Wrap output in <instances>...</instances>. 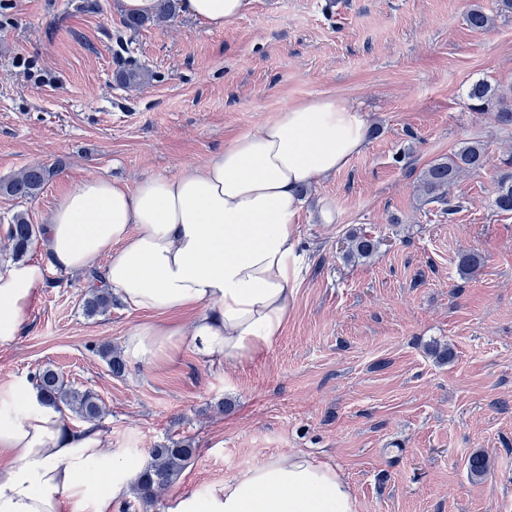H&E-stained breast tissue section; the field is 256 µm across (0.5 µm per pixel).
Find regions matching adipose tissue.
Masks as SVG:
<instances>
[{
  "mask_svg": "<svg viewBox=\"0 0 512 512\" xmlns=\"http://www.w3.org/2000/svg\"><path fill=\"white\" fill-rule=\"evenodd\" d=\"M213 30L246 14L252 0H183ZM365 112L333 97L282 108L203 164L135 186L98 176L67 192L46 224L53 267L83 272L104 259L113 297L151 321L129 328L131 364L152 367L190 343L203 360L228 367L265 353L281 336L299 281L295 234L301 186L335 174L359 154ZM45 269L18 262L0 271V346L21 335ZM196 310L190 326L173 313ZM0 414V449L12 465L0 477V512H113L132 492L137 467L107 446L99 425L70 428L19 380ZM166 512H358L348 481L303 452L270 457L212 484L204 495H175Z\"/></svg>",
  "mask_w": 512,
  "mask_h": 512,
  "instance_id": "obj_1",
  "label": "adipose tissue"
}]
</instances>
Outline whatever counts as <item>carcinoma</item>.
Instances as JSON below:
<instances>
[{"instance_id": "cac0c4a2", "label": "carcinoma", "mask_w": 512, "mask_h": 512, "mask_svg": "<svg viewBox=\"0 0 512 512\" xmlns=\"http://www.w3.org/2000/svg\"><path fill=\"white\" fill-rule=\"evenodd\" d=\"M466 22L473 30H483L493 23V17L485 13L479 5H473L466 14ZM467 105L473 112H490L499 125L512 126V93L478 80L469 85L466 93ZM488 163V154L484 145L476 140L465 141L461 146L443 159L436 160L422 172L420 184L426 202L445 206L443 213L451 211L448 199L449 188L464 174L483 169ZM504 168L498 171L494 180L492 203L494 208L504 214L512 213V156L503 160ZM54 174V169L42 165L30 166L16 176L0 180V193L20 201L37 197L44 185ZM39 230L30 223L28 213L20 211L12 216L8 227V240L15 259L23 258L37 238ZM377 249V242L366 234L349 235V247L346 253L349 259H364ZM484 263L483 257L475 252H464L459 257L458 271L462 277H468L478 271ZM91 289L84 303L85 311L96 314L112 307V293L98 285L102 280L96 269L87 273ZM97 353L106 361L110 371L119 376L124 372L125 364L121 358L112 355V347L102 346ZM33 382L42 401L60 412L69 411L86 423L100 419L102 405L98 395L92 390L79 391L68 387L63 378L52 369H43L33 376ZM195 448L191 442L172 441L168 445L153 448L151 460L142 467L134 490L139 502L149 505L158 498L161 490L170 486L187 467Z\"/></svg>"}]
</instances>
